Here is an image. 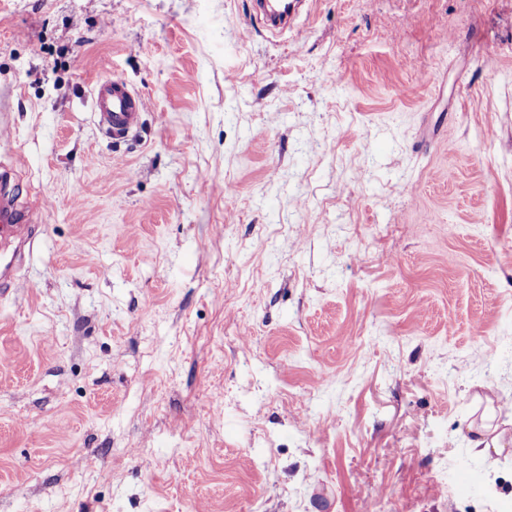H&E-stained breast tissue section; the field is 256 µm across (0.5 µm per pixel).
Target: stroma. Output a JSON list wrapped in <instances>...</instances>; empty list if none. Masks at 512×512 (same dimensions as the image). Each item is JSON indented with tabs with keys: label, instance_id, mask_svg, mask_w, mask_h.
I'll use <instances>...</instances> for the list:
<instances>
[{
	"label": "stroma",
	"instance_id": "1",
	"mask_svg": "<svg viewBox=\"0 0 512 512\" xmlns=\"http://www.w3.org/2000/svg\"><path fill=\"white\" fill-rule=\"evenodd\" d=\"M250 13L0 0V512H512V0ZM254 3L256 15L269 29L282 31L291 27V23L294 18L292 12L288 10V8L278 15H273L265 10L263 0H257L254 1ZM96 107L100 128L112 138H122L140 125L144 99L125 81L108 75L96 83Z\"/></svg>",
	"mask_w": 512,
	"mask_h": 512
}]
</instances>
